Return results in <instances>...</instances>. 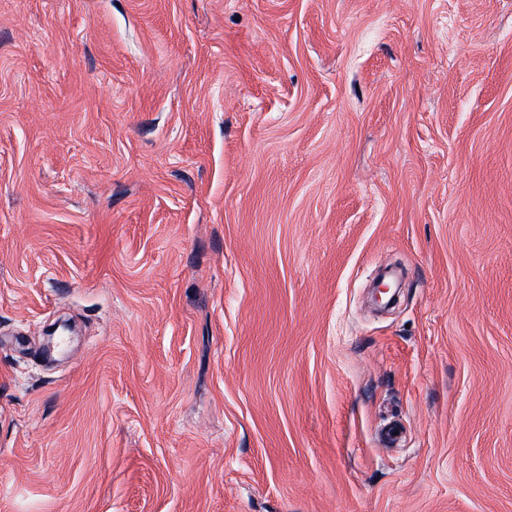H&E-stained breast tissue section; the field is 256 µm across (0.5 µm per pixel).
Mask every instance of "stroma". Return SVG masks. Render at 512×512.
<instances>
[{"instance_id":"35a3bbf8","label":"stroma","mask_w":512,"mask_h":512,"mask_svg":"<svg viewBox=\"0 0 512 512\" xmlns=\"http://www.w3.org/2000/svg\"><path fill=\"white\" fill-rule=\"evenodd\" d=\"M0 512H512V0H0Z\"/></svg>"}]
</instances>
